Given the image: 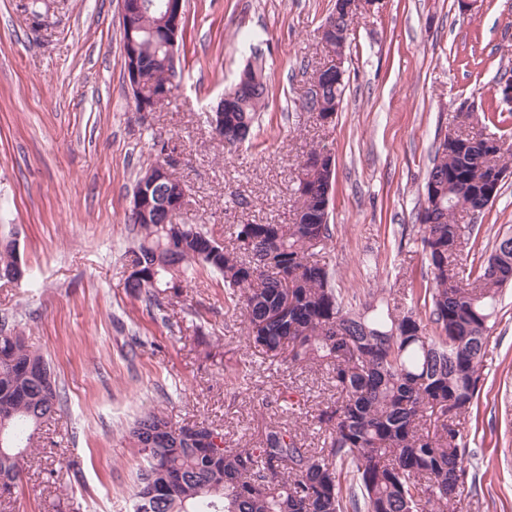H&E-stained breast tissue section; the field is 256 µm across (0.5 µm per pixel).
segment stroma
I'll list each match as a JSON object with an SVG mask.
<instances>
[{"instance_id":"35a3bbf8","label":"stroma","mask_w":512,"mask_h":512,"mask_svg":"<svg viewBox=\"0 0 512 512\" xmlns=\"http://www.w3.org/2000/svg\"><path fill=\"white\" fill-rule=\"evenodd\" d=\"M24 2L0 0V235L18 231L28 275L0 280V323L44 356L62 404L0 512H130L142 459L125 429L153 410L222 429L232 448L277 426L321 447L325 371L255 348L224 307L221 276L197 271L162 313L127 294L136 180L167 146L189 188L177 222L229 245L237 225L290 223L299 164L326 148L335 230L317 255L351 302L401 298L426 272L414 216L437 138L464 112L498 114L487 133L512 137L499 92L512 76V0H380L347 33L345 93L327 125L305 103L336 0H185L172 96L146 116L126 81L116 0H40L36 20ZM257 54L269 95L255 137L228 150L206 117ZM456 219L474 225L463 258L480 266L512 234V166L483 214ZM239 364L243 385L227 378ZM284 391L293 413L276 403ZM464 433L475 478L450 512H512V287Z\"/></svg>"}]
</instances>
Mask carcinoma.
I'll use <instances>...</instances> for the list:
<instances>
[{
	"instance_id": "carcinoma-1",
	"label": "carcinoma",
	"mask_w": 512,
	"mask_h": 512,
	"mask_svg": "<svg viewBox=\"0 0 512 512\" xmlns=\"http://www.w3.org/2000/svg\"><path fill=\"white\" fill-rule=\"evenodd\" d=\"M160 15L139 20L136 66L142 91L172 85L174 62L156 36ZM344 73L325 77L311 112H336ZM224 146L251 139L268 97L265 62L256 56L224 91ZM459 132L435 148L417 213L430 278L406 292L409 304L374 300L361 310L336 287L335 272L310 250L333 238L332 175L316 167L295 188L290 224H239L236 245L217 242L192 224L179 228L166 213L130 216L134 246L126 292L164 309L180 297L188 273L221 275L224 306L244 312L249 336L266 355L288 365L327 371L336 400L317 415L323 446L306 448L292 429L272 428L254 448L209 442L224 433L204 422L178 425L150 412L128 426L143 467L133 512H448L462 496L472 453L462 420L478 393L480 373L503 289L512 286V236L500 238L483 264L465 271L456 257L472 227L456 222L461 206L481 214L482 193L512 159V143L493 155L474 143L456 149ZM21 260L0 238V280L16 281ZM428 308L421 314L419 306ZM44 357L22 334L0 330V429L15 447L0 452V485L13 484L46 416L56 412L58 384L45 393Z\"/></svg>"
}]
</instances>
